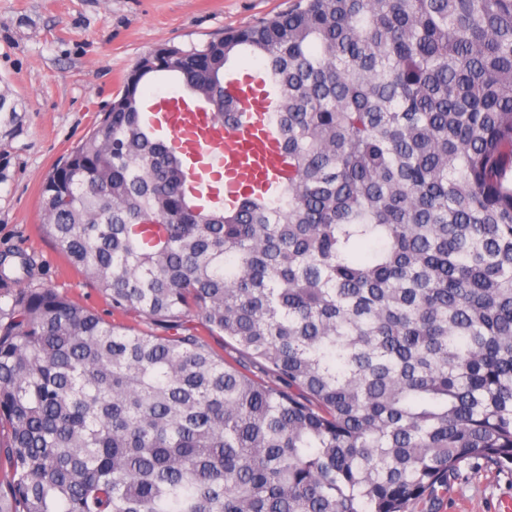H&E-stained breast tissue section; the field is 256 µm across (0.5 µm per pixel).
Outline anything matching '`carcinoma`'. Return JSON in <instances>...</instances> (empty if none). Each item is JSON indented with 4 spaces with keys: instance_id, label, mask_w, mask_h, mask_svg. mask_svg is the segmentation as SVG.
I'll return each instance as SVG.
<instances>
[{
    "instance_id": "obj_1",
    "label": "carcinoma",
    "mask_w": 512,
    "mask_h": 512,
    "mask_svg": "<svg viewBox=\"0 0 512 512\" xmlns=\"http://www.w3.org/2000/svg\"><path fill=\"white\" fill-rule=\"evenodd\" d=\"M240 52L284 165L227 213L141 86L238 124ZM40 213L114 320L0 255V512H409L512 474V0H293L159 48ZM209 342L216 352L224 354V358L232 360L240 366H245L261 380L273 384L275 379L268 375L254 359L240 351L238 346L227 337L212 336L209 338Z\"/></svg>"
}]
</instances>
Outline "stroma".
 <instances>
[{
	"label": "stroma",
	"instance_id": "stroma-1",
	"mask_svg": "<svg viewBox=\"0 0 512 512\" xmlns=\"http://www.w3.org/2000/svg\"><path fill=\"white\" fill-rule=\"evenodd\" d=\"M289 0H0V250L23 245L39 278L111 318L108 299L43 236L40 188L103 116L123 76L163 46L187 50ZM512 475L464 469L410 512H501Z\"/></svg>",
	"mask_w": 512,
	"mask_h": 512
}]
</instances>
